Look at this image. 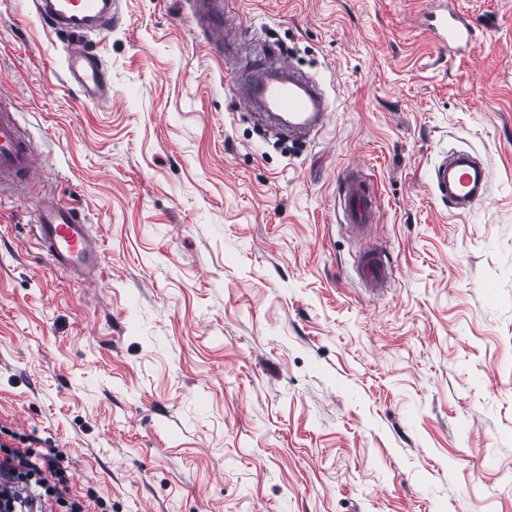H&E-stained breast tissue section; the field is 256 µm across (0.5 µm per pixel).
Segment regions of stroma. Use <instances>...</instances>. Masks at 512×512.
<instances>
[{
  "instance_id": "35a3bbf8",
  "label": "stroma",
  "mask_w": 512,
  "mask_h": 512,
  "mask_svg": "<svg viewBox=\"0 0 512 512\" xmlns=\"http://www.w3.org/2000/svg\"><path fill=\"white\" fill-rule=\"evenodd\" d=\"M239 51L188 0H116L89 42L112 97L0 0V95L75 202L94 284L51 267L26 198L0 200V445L55 448L105 512H512V0H223ZM458 12L467 49L424 28ZM322 85L326 130L279 150L227 73L269 51ZM488 190L424 184L449 151ZM360 165L372 241L338 204ZM485 179V170L475 166L468 155L452 153L437 164L424 187L427 192L448 198L455 208L467 210L485 196L486 190L482 189ZM359 277L366 288L381 290L392 276L387 256L376 245L367 247L357 261Z\"/></svg>"
}]
</instances>
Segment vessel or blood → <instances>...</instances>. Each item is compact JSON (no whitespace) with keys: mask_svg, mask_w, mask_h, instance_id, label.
I'll return each instance as SVG.
<instances>
[{"mask_svg":"<svg viewBox=\"0 0 512 512\" xmlns=\"http://www.w3.org/2000/svg\"><path fill=\"white\" fill-rule=\"evenodd\" d=\"M35 15L57 36L66 38L65 70L68 81L89 102L105 98L111 89L108 73L85 36L112 27L113 0H31ZM195 19L209 34L214 49L228 52L224 39V9L220 0H195ZM428 29L443 44L472 45L476 31L457 17L428 16ZM258 80L243 95L246 109L277 119L287 138L321 131L328 118L326 98L317 82L295 71L291 61L254 65ZM40 154L14 111L0 101V199L21 196L39 177ZM486 173L465 154L445 156L434 169L427 192L448 199L455 208L469 209L483 198ZM339 198L347 224L358 234L371 231L377 214L376 193L356 172L343 178ZM34 235L48 261L57 270L95 281L101 271L100 246L91 235L83 213L75 206L44 198L38 204ZM357 271L365 287L385 288L392 276L387 256L377 246L359 256Z\"/></svg>","mask_w":512,"mask_h":512,"instance_id":"vessel-or-blood-1","label":"vessel or blood"}]
</instances>
